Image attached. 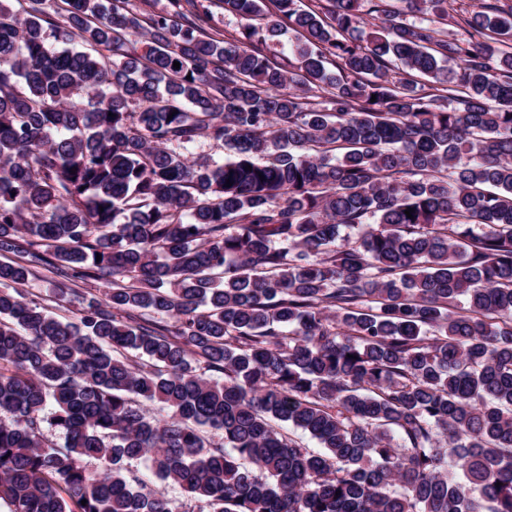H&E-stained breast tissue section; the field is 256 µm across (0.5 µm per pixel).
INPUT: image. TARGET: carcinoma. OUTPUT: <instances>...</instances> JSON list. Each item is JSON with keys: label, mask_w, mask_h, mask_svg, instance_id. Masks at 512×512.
Instances as JSON below:
<instances>
[{"label": "carcinoma", "mask_w": 512, "mask_h": 512, "mask_svg": "<svg viewBox=\"0 0 512 512\" xmlns=\"http://www.w3.org/2000/svg\"><path fill=\"white\" fill-rule=\"evenodd\" d=\"M22 2L0 5L9 512H179L137 460L199 512H512V7L217 0L226 40L197 0ZM287 30L277 62L259 45ZM206 143L224 162L188 158ZM42 279L101 287L59 318ZM199 3L208 6L212 12L213 19L210 22L211 29L208 31L216 34L220 38L232 39V36H236L237 31L240 27V20L234 17H224L223 11L217 8L215 5L210 4L208 0H199Z\"/></svg>", "instance_id": "1"}]
</instances>
